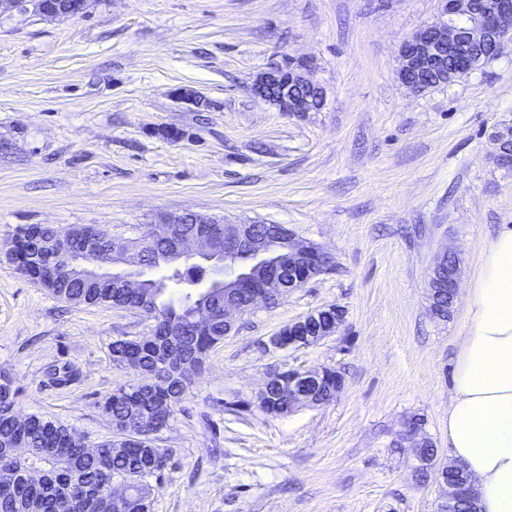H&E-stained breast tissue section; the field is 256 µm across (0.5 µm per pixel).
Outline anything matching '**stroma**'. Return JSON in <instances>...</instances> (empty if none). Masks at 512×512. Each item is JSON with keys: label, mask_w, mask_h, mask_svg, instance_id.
Instances as JSON below:
<instances>
[{"label": "stroma", "mask_w": 512, "mask_h": 512, "mask_svg": "<svg viewBox=\"0 0 512 512\" xmlns=\"http://www.w3.org/2000/svg\"><path fill=\"white\" fill-rule=\"evenodd\" d=\"M438 0H90L49 19L0 14V248L30 224H91L136 239L164 213L283 224L333 271L245 314L212 349L157 444L151 512H436L399 444L406 422L448 456V402L465 301L428 313L444 248L466 289L512 224V171L490 135L512 122V42L447 85L397 79L404 40ZM312 60L324 103L302 116L252 95L287 57ZM214 106L195 108L175 89ZM335 304L340 332L265 353L262 339ZM138 311L65 303L0 260V374L17 408L108 437L102 411L133 371L113 341L147 335ZM340 372L329 403L270 416L251 401L273 369ZM250 409H228V401Z\"/></svg>", "instance_id": "stroma-1"}]
</instances>
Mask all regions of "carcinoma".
<instances>
[{"label": "carcinoma", "mask_w": 512, "mask_h": 512, "mask_svg": "<svg viewBox=\"0 0 512 512\" xmlns=\"http://www.w3.org/2000/svg\"><path fill=\"white\" fill-rule=\"evenodd\" d=\"M33 230L42 238L51 239L64 231L83 239L90 235L92 226L73 225L61 230L49 224H31L19 232L27 234ZM163 248L165 244L155 242L148 252L149 260L168 271L164 281L145 284L154 295V326L160 331L182 329L190 358L181 361L178 373L158 374L157 346L146 337L112 342V360L133 370L138 382L116 389L104 405L105 414L116 426L127 421L139 407L158 410L155 434H123L114 430L91 455L71 440V429L63 422L38 415L18 417L16 389L0 385V512H90L81 484L94 483L103 493L119 478L129 480L125 512H140V503L151 494L149 478L162 470L171 455L169 449L155 445L158 433L169 427L176 407L192 384L191 377L200 374L209 352L224 341L223 326L198 328L192 323L190 298L176 303L167 297L168 283H186L196 266L182 268L168 263ZM40 281L55 297L74 305L110 306L133 300L124 289L114 288L110 283L93 288H59L44 273ZM15 448L30 449L25 466L43 472L40 484L31 485L19 475L22 465L12 457ZM114 448L124 452L115 454Z\"/></svg>", "instance_id": "carcinoma-1"}]
</instances>
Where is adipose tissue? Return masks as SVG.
Instances as JSON below:
<instances>
[{
	"label": "adipose tissue",
	"mask_w": 512,
	"mask_h": 512,
	"mask_svg": "<svg viewBox=\"0 0 512 512\" xmlns=\"http://www.w3.org/2000/svg\"><path fill=\"white\" fill-rule=\"evenodd\" d=\"M455 355L448 454L474 479L480 512H512V226L483 248Z\"/></svg>",
	"instance_id": "obj_1"
}]
</instances>
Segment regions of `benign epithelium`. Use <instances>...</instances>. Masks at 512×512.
Listing matches in <instances>:
<instances>
[{
  "mask_svg": "<svg viewBox=\"0 0 512 512\" xmlns=\"http://www.w3.org/2000/svg\"><path fill=\"white\" fill-rule=\"evenodd\" d=\"M439 13L433 22L405 40L400 49L398 78L403 85L415 92L448 84L469 73L479 64L499 55L505 42L512 39V0H438ZM31 7L32 11L49 16L76 17L78 11L66 8L64 0H0V13L16 8ZM252 94L281 112H312L322 104L321 87L310 76V65L292 60L271 66L261 72L251 86ZM512 125L505 123L491 134L496 146V163L504 168L512 167ZM193 222L202 225L184 234L181 224ZM112 236L98 230L84 247L69 249L65 236L56 241L40 237L32 239L29 252L49 255L67 253L70 272L78 273L86 281H111L120 288L136 292L145 279V266L137 251L101 252L97 242L110 240ZM159 239L169 245L170 256L181 262L192 259L204 270V275L192 279L190 298L195 300L206 295L215 281L224 283V307L219 316L224 320L225 335H230L237 321L258 304H276L295 290L304 287L311 279L324 273L334 264L332 255L318 244L301 239L282 226L278 234L258 236L250 224H229L223 220L196 213H166L150 226L148 241ZM460 270L459 257L448 251L439 254L427 282L429 312L437 315L435 297L441 288L448 289L450 298L457 295ZM265 275L261 286L252 293L248 302L237 299L235 289L258 281ZM345 321L344 310L329 305L308 313L260 343L265 352H277L290 348L300 349L318 344L338 333ZM329 368L315 370H288V378L282 371L267 373L263 387L256 394V404L264 402L272 386L280 389L281 397L292 412L303 405H317L319 398L307 390L320 385ZM152 423L150 411L144 410L122 425L126 433H140ZM408 441L413 468L428 466L433 482L441 488L440 501L448 503V512H454L457 497H475L477 491L471 476H464L459 487L448 486V471H461L455 465L439 462L437 453L422 459L421 451L430 442L420 436V431H404ZM128 487L124 484L110 487L107 496L91 495L88 500L109 512H123Z\"/></svg>",
  "mask_w": 512,
  "mask_h": 512,
  "instance_id": "1",
  "label": "benign epithelium"
}]
</instances>
